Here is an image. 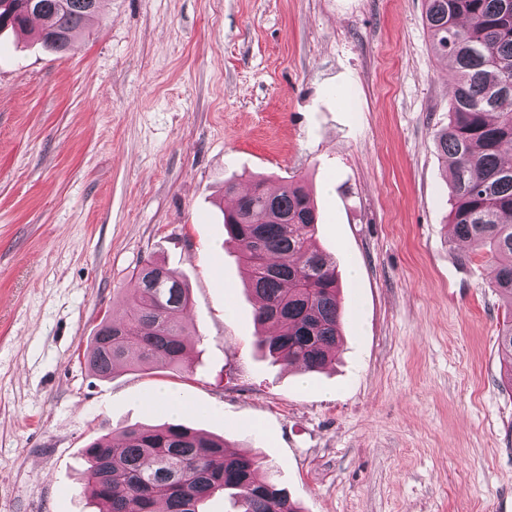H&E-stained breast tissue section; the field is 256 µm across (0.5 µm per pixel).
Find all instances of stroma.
I'll use <instances>...</instances> for the list:
<instances>
[{
    "label": "stroma",
    "mask_w": 512,
    "mask_h": 512,
    "mask_svg": "<svg viewBox=\"0 0 512 512\" xmlns=\"http://www.w3.org/2000/svg\"><path fill=\"white\" fill-rule=\"evenodd\" d=\"M425 0H99L63 53L0 33V512H98L90 439L179 419L263 457L302 512H512L494 264L453 241L449 66ZM262 176L304 186L341 281L320 373L256 346L224 233ZM192 298L183 369L84 353L145 264Z\"/></svg>",
    "instance_id": "obj_1"
}]
</instances>
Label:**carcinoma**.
Returning <instances> with one entry per match:
<instances>
[{
	"mask_svg": "<svg viewBox=\"0 0 512 512\" xmlns=\"http://www.w3.org/2000/svg\"><path fill=\"white\" fill-rule=\"evenodd\" d=\"M94 10L86 0H0V32L43 22L42 43L67 49ZM435 53L448 59L452 91L448 124L436 146L452 164V239L486 251L494 284L512 309V0H426L424 17ZM235 195L224 229L235 244L255 320L286 330L261 336L259 347L305 372L324 369L340 340L342 310L336 262L312 243L317 207L298 185L277 193L258 179ZM137 288L120 321L102 320L86 349L95 376L121 368L187 361L185 315L191 310L183 278L160 262L136 275ZM512 386V321L498 336ZM222 437L182 422L131 425L84 448L85 490L100 512H204L207 501L229 496L237 512H301L285 489L260 479L263 461L230 454Z\"/></svg>",
	"mask_w": 512,
	"mask_h": 512,
	"instance_id": "1",
	"label": "carcinoma"
}]
</instances>
